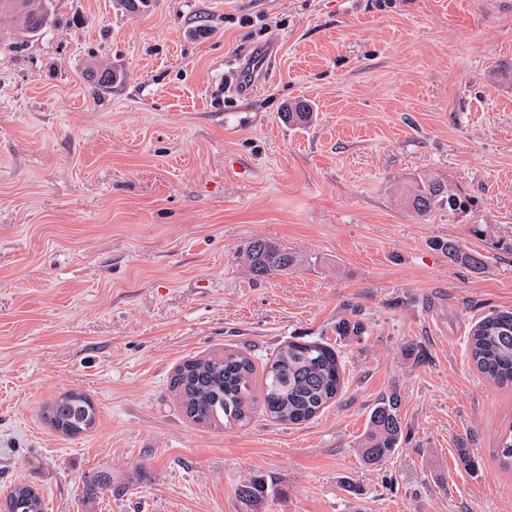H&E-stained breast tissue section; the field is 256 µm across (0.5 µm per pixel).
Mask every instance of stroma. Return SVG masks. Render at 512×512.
Wrapping results in <instances>:
<instances>
[{
  "label": "stroma",
  "instance_id": "obj_1",
  "mask_svg": "<svg viewBox=\"0 0 512 512\" xmlns=\"http://www.w3.org/2000/svg\"><path fill=\"white\" fill-rule=\"evenodd\" d=\"M15 45L0 17V497L45 512H512L495 459L512 387L467 355L512 309V8L481 0H48ZM268 59L244 92L224 74ZM115 81L99 86L102 69ZM309 101L308 126L288 104ZM432 175L466 208L414 218ZM489 224L494 239L474 236ZM261 237L302 264H243ZM485 256L472 270L440 245ZM362 320L359 337L336 326ZM343 360L336 403L293 426L190 421L184 360L231 347L263 364L289 341ZM97 409L77 437L43 406ZM397 391L403 439L357 451ZM475 464L457 466L458 449ZM100 474L112 488L88 500ZM263 499L243 495L253 480ZM96 409L81 392L71 391L54 399L46 408V420L66 436H77L96 423ZM9 512H43V499L38 489L28 485L14 487L7 498Z\"/></svg>",
  "mask_w": 512,
  "mask_h": 512
}]
</instances>
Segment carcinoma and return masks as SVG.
I'll list each match as a JSON object with an SVG mask.
<instances>
[{
	"instance_id": "cac0c4a2",
	"label": "carcinoma",
	"mask_w": 512,
	"mask_h": 512,
	"mask_svg": "<svg viewBox=\"0 0 512 512\" xmlns=\"http://www.w3.org/2000/svg\"><path fill=\"white\" fill-rule=\"evenodd\" d=\"M0 15L9 16L20 35L40 32L47 26L46 0H0ZM290 126H305L312 119L310 105L298 101L284 113ZM406 210L418 218L433 213L442 204L455 210L464 202L448 192L441 180L429 177L414 181L401 196ZM448 255L473 268L484 265V256L465 250L458 242L442 244ZM249 270L256 276L286 272L300 264L301 257L275 242L256 238L246 250ZM469 356L479 372L500 386L512 385V311H498L475 323L468 339ZM340 353L320 341L288 342L267 359L261 394H256V365L244 353L226 349L216 355L190 359L178 366L170 388L185 415L200 425H242L252 407L260 402L272 419L300 425L334 402L342 387ZM96 409L81 392L71 391L46 408V420L66 436H77L96 423ZM403 422L397 393L383 395L370 412L368 426L359 443L362 460L379 464L401 443ZM496 457L502 469L512 471V426L498 439ZM10 512H44L38 489L14 487L7 498Z\"/></svg>"
}]
</instances>
